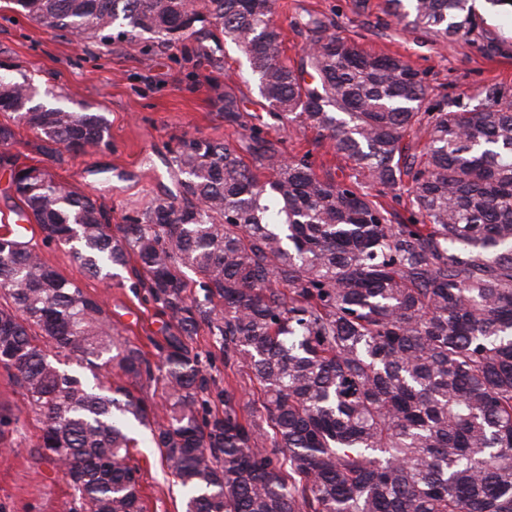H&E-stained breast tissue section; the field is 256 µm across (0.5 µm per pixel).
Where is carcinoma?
Returning <instances> with one entry per match:
<instances>
[{
	"instance_id": "obj_1",
	"label": "carcinoma",
	"mask_w": 512,
	"mask_h": 512,
	"mask_svg": "<svg viewBox=\"0 0 512 512\" xmlns=\"http://www.w3.org/2000/svg\"><path fill=\"white\" fill-rule=\"evenodd\" d=\"M406 30L480 32L475 0H387ZM41 27L100 46L183 48L206 26L243 54L264 116L209 78L233 145L178 140L176 190L112 225L103 204L16 165L17 129L61 164L108 143L100 112L40 95L0 65V165L46 243L92 276L132 267L167 317L151 364L101 302L0 235V365L39 415V447L76 493L70 512H145L141 440L185 512H512V103L494 90L433 101L421 73L327 32L298 65L276 0H13ZM300 122L350 162L322 179L271 136ZM426 138L422 150L406 141ZM406 199L396 220L381 198ZM195 282L199 294L190 283ZM252 374L217 395L196 338ZM161 387L151 408L134 390Z\"/></svg>"
}]
</instances>
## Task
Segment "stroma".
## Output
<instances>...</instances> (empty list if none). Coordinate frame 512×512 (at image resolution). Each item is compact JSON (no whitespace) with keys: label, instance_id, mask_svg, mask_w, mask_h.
Returning a JSON list of instances; mask_svg holds the SVG:
<instances>
[{"label":"stroma","instance_id":"35a3bbf8","mask_svg":"<svg viewBox=\"0 0 512 512\" xmlns=\"http://www.w3.org/2000/svg\"><path fill=\"white\" fill-rule=\"evenodd\" d=\"M277 6L285 25V54L291 61H298L307 43L292 20L318 11L328 17L332 32L374 53L408 61L424 75L433 98L445 95L453 100L493 88L504 100H512V25L505 23L503 12L482 10L483 31L476 40L456 37L442 43L425 32L402 31L385 14V0H367L361 10L353 0H278ZM214 59L223 68L224 82L243 94L244 108L261 114L257 90L247 79L237 49L223 46ZM0 64L25 73L40 90L62 102L81 103L106 114L108 145L68 153L63 164L49 167L71 190L111 209L116 224L154 195L173 188L175 179L165 158L179 137L200 133L229 143L238 138L214 103L216 94L206 80L212 66L195 65L186 51L160 47L144 55L117 43L92 50L68 33L47 30L2 8ZM279 135L288 154H310L320 177L339 180L348 175V161L315 130L292 123ZM31 242L44 262L102 302L115 331L155 358L149 339L159 335L163 319L137 294L130 271L114 280L97 279L72 259L66 247L44 242L39 233ZM0 418L5 421L0 429V512H68L74 491L44 457L38 446V417L12 371L1 366ZM136 457L147 512H183V491L158 449H137Z\"/></svg>","mask_w":512,"mask_h":512}]
</instances>
